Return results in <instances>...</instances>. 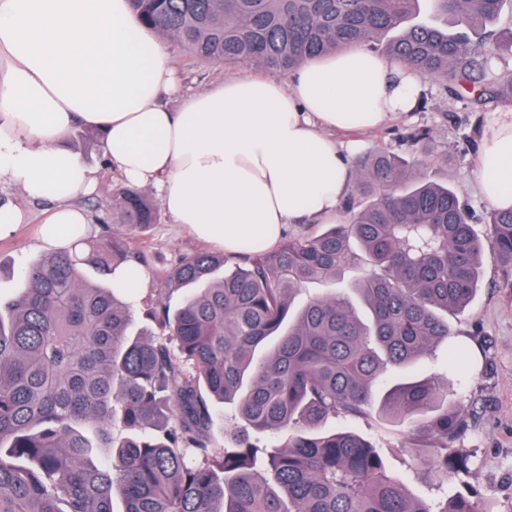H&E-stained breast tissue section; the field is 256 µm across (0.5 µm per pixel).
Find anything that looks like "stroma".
I'll return each mask as SVG.
<instances>
[{
	"label": "stroma",
	"mask_w": 512,
	"mask_h": 512,
	"mask_svg": "<svg viewBox=\"0 0 512 512\" xmlns=\"http://www.w3.org/2000/svg\"><path fill=\"white\" fill-rule=\"evenodd\" d=\"M173 53L179 77L188 88L200 89L242 71L238 65L191 62L187 51L179 47ZM420 91L427 98L425 109L364 132L345 150L346 161L354 163L359 156L379 148L403 153L402 135L416 129H430L428 150L436 162L426 167V174L457 188L470 209L476 230L484 231L490 206L479 192L474 173L482 115L472 111L468 99L449 96L436 81H421ZM0 199L28 214L26 223L18 225L11 235L0 237V294L8 296L18 286L13 270L45 255L49 248L39 239L41 210L38 206L10 188L0 190ZM127 241L132 250L144 252V266L151 274L150 286L141 289L133 300L136 314H143L167 297L179 302L180 293L169 292L165 287L163 271L182 254L202 249V242L195 240L182 225L171 223L164 214L149 235L131 230ZM449 322L456 341L467 343L475 355L470 374L462 381L449 384L453 400L464 405L468 413L467 427L455 445L468 450L476 474L474 484L493 512H512V288L503 287L500 271L493 261H486L483 266L481 290L471 306L463 314L450 317ZM335 424L378 438L384 447L392 449L388 465L393 472L406 477L414 495L440 498L445 490H456L453 482L444 490L431 486L413 467L410 458L396 455V448L406 439V428L376 419L364 421L345 416L337 417Z\"/></svg>",
	"instance_id": "obj_1"
}]
</instances>
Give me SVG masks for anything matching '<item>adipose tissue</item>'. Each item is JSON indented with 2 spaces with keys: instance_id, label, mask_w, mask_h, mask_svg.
Instances as JSON below:
<instances>
[{
  "instance_id": "obj_1",
  "label": "adipose tissue",
  "mask_w": 512,
  "mask_h": 512,
  "mask_svg": "<svg viewBox=\"0 0 512 512\" xmlns=\"http://www.w3.org/2000/svg\"><path fill=\"white\" fill-rule=\"evenodd\" d=\"M419 88L361 47L181 93L170 46L129 0H0V186L42 205L43 243L87 237L100 177L68 141L95 129L105 166L173 223L228 255L271 250L285 225L340 223L353 174L334 132L412 111ZM475 172L490 205L512 206V109L487 116Z\"/></svg>"
}]
</instances>
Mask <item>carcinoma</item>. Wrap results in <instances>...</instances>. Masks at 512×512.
<instances>
[{"label":"carcinoma","mask_w":512,"mask_h":512,"mask_svg":"<svg viewBox=\"0 0 512 512\" xmlns=\"http://www.w3.org/2000/svg\"><path fill=\"white\" fill-rule=\"evenodd\" d=\"M419 2L131 0L201 62L288 74L384 39L389 59L476 112L511 102L512 76L488 67L512 53V29L496 28L506 0H429L453 30L416 19ZM429 138L418 129L407 155L365 156L341 224L245 253L232 271L222 252L180 256L164 280L183 300L146 312L167 341L131 332L115 279L144 262L121 229L148 231L159 204L123 186L100 199L112 223L98 238L28 263L0 298V512H490L467 480L445 503L413 496L380 448L325 427L340 414L417 417L402 446L416 467L438 484L467 469L453 447L465 411L417 364L453 336L448 316L473 302L486 257L512 286V207L491 209L478 234L455 187L419 177ZM361 262L347 287L295 306L307 284H339ZM87 266L104 282H88ZM469 358L449 346L445 373ZM224 404L242 429L216 448Z\"/></svg>","instance_id":"obj_1"}]
</instances>
